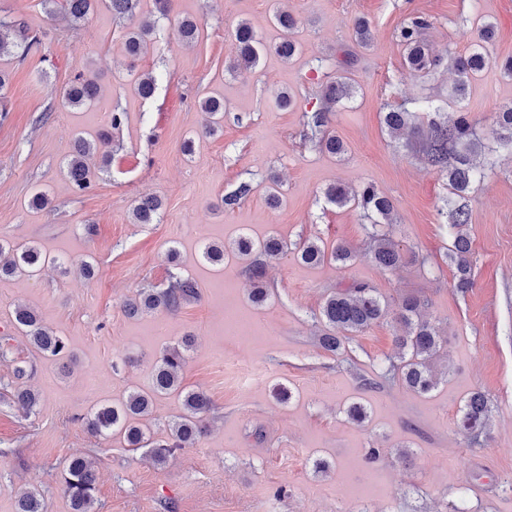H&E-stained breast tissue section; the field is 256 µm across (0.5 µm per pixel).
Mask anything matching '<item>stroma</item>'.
<instances>
[{"label": "stroma", "instance_id": "1", "mask_svg": "<svg viewBox=\"0 0 512 512\" xmlns=\"http://www.w3.org/2000/svg\"><path fill=\"white\" fill-rule=\"evenodd\" d=\"M299 24V52L285 59L274 46L270 0H173L137 59L128 58L124 28L100 9L84 22L48 18L40 0H0V18L24 25L38 39L27 55L0 57L9 81L0 97V238L33 243L67 263V270L0 278V326L11 355L0 359V512H16V493L37 487L48 512H73L57 468L73 455L97 462V512H512V153L470 194L474 285L455 287L448 253L451 195L447 179L427 167L419 136L392 137L383 115L402 104L426 128L423 100L455 113L454 81L445 67L411 71L398 34L412 15L428 17L422 39L432 54H463L481 22L496 27L490 58L512 56V0H281ZM194 17L202 31L181 41L175 18ZM370 24L372 44L354 39L357 20ZM251 24L268 47L258 65L228 73L238 23ZM97 81L90 107L66 108L61 93L75 74ZM156 79L151 98L135 92L138 74ZM347 76L354 94L331 116L347 149L322 152L305 135V115L322 105L328 78ZM294 100L276 105L279 93ZM224 99V131L203 134L198 102ZM512 104V79L489 69L470 85L464 105L489 132L493 114ZM127 118L111 130L113 107ZM110 131L112 160H92L90 189L69 181L65 159L74 134ZM192 153H185L186 141ZM277 177L278 207L267 185ZM254 191L234 210L221 198L240 182ZM334 183H370L394 205L393 238L407 261L392 271L371 259V230L360 213L327 202ZM50 203L34 209L32 194ZM145 194L163 201L152 224L131 211ZM294 243L342 242L356 254L347 267H311L287 256L269 261L270 295L248 298L245 260L225 252L214 266L206 243L231 244L240 232ZM176 260H168V250ZM95 269L84 279L80 262ZM192 278L198 300L175 312L130 318L124 301L141 288ZM376 288L390 303L409 294L428 299L425 314L445 340L437 386L418 394L394 368L393 317L345 336L340 349H322L324 299L352 282ZM35 308L70 352L61 361L36 358L13 325L15 304ZM246 317L247 331H226L227 315ZM194 345L182 371L187 389L205 392L214 421L196 447L162 467L129 451L121 434L92 436L82 417L94 406L120 402L148 388L156 358L183 337ZM137 357L132 366L118 363ZM30 358L38 392L35 416L10 399L13 359ZM490 400L478 444L456 432L466 398ZM364 405L362 424L350 404ZM412 453L398 462V449ZM330 464L315 470L317 460Z\"/></svg>", "mask_w": 512, "mask_h": 512}]
</instances>
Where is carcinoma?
<instances>
[{
  "instance_id": "obj_1",
  "label": "carcinoma",
  "mask_w": 512,
  "mask_h": 512,
  "mask_svg": "<svg viewBox=\"0 0 512 512\" xmlns=\"http://www.w3.org/2000/svg\"><path fill=\"white\" fill-rule=\"evenodd\" d=\"M141 0H40V5L49 16L57 13L68 15L79 24L101 5L105 6L112 17L118 20H130L137 13ZM274 25L282 32L281 40L275 44V51L285 59L291 58L297 50L292 38L297 28V20L288 11L276 6L272 8ZM179 36L191 43L199 38L201 23L191 17H182L176 22ZM430 25L429 20L417 15L411 17L401 27L399 41L404 50L405 64L414 70L423 71L442 64V60L432 58L425 50L421 35ZM151 33L148 25L133 26L125 34L126 52L138 57ZM494 36V26L486 22L477 27L470 51L465 55L448 57V70L457 75L454 81L452 101H461L470 80L487 67L496 68L502 75L512 77V57L490 61L486 56L485 44ZM37 39L28 35L23 25L16 21L0 19V56L11 53L13 48L28 50ZM262 43L257 39L250 24L238 23L233 42L230 70L251 69L258 63ZM352 85L342 79L330 80L324 88V96L331 105L341 103L352 96ZM100 88L92 80L76 79L63 91L62 104L65 107H85L99 98ZM200 110L206 116L204 133L215 136L224 130V101L207 96L199 101ZM329 111L316 110L308 116V125L314 131L319 148L332 156L345 153V146L336 133L328 129ZM384 124L392 134L407 128H414L412 113L403 106L390 109L384 115ZM493 140L501 148L512 150V107H505L495 113L491 129ZM111 138L102 133L94 139L78 135L75 137L71 157L67 163V175L74 186L87 190L92 181V172L86 158L92 154L101 156L107 163L110 156ZM485 143L478 136L476 123L469 113L456 112L452 119L428 120V131L421 151L424 161L448 178V189L456 198L462 200L450 210L451 228L458 230L469 223L470 213L465 199L474 183L484 177L478 169L475 158L481 155ZM253 191L249 182H242L232 192L222 197L224 209L230 211L239 205L242 199ZM325 196L329 203L339 208L355 207L363 216L372 221V238L375 246L372 259L383 269L392 270L405 261V255L392 239L393 205L391 201L370 184L359 188H349L334 184L326 188ZM162 208V199L157 195L140 198L132 210L134 222L151 224ZM239 255L250 258L246 267L251 301L263 303L268 297L267 259L288 254V243L277 237L269 236L254 241L242 233L233 242ZM471 245L467 236L456 233L450 259L456 269V288L461 292L473 286ZM293 254L303 263L319 266L325 262L345 266L355 258L354 252L345 244L338 243L330 248L317 240H304L294 244ZM56 263L35 244L17 246L0 239V274L16 271L34 273ZM199 292L191 279H177L168 288H141L134 297L123 303L124 312L129 316L152 315L178 310L183 304L196 300ZM427 303L424 299L410 295L402 298L399 304L397 320L402 332L394 336V343L401 351V364L397 366L402 383L418 393H428L437 385L433 365L440 357L443 338L438 326L425 318L422 310ZM320 316L326 326V332L320 336L321 347L331 353L341 346L339 332L357 333L382 322L387 316V305L375 288L364 282H354L340 289L324 300ZM14 326L22 331L30 345L42 357L50 360L61 358L67 344L63 337L44 326L39 314L30 307H15ZM185 358L180 347L167 348L156 362L151 385L147 390H134L118 404H102L84 417L86 427L94 436L108 437L114 432L122 434L130 451L141 448L150 449L152 460L164 465L178 450L193 448L204 435L207 416L212 411L210 397L202 392L186 390L182 385L181 372ZM34 372L33 365L25 360L15 361L13 368V399L25 412L32 413L39 404V396L26 381ZM177 394L182 398L183 412L167 424L166 438L151 440L147 438L139 421L152 412L156 397ZM490 413L488 398L480 391L472 393L457 419L456 428L464 438L471 442L487 426ZM63 493L70 499L74 512H95L96 474L82 456H73L64 461L60 476ZM17 512H47L43 495L37 490L26 491L17 496Z\"/></svg>"
}]
</instances>
